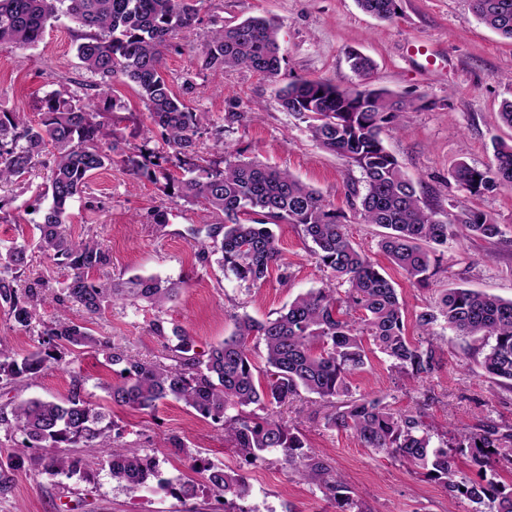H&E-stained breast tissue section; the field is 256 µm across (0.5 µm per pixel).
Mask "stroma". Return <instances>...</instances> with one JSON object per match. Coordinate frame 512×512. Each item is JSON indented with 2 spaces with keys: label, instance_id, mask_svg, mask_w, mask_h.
Here are the masks:
<instances>
[{
  "label": "stroma",
  "instance_id": "35a3bbf8",
  "mask_svg": "<svg viewBox=\"0 0 512 512\" xmlns=\"http://www.w3.org/2000/svg\"><path fill=\"white\" fill-rule=\"evenodd\" d=\"M397 5L396 17L383 22L363 12L356 0H204L196 28L177 36L166 52L164 73L176 92L184 80L194 82L190 105L206 123L222 124L230 112L249 113V120L225 127L223 143L205 138L202 156L236 152L242 159L288 171L318 190L326 203L343 213L350 241L393 282L406 318L434 304L449 288H471L510 300L512 190L473 196L458 188L450 171L461 161L478 167L490 164L492 138L512 139V128L499 118L502 101L512 98V41L479 23L470 0H397ZM253 16H271L279 23L283 60L277 78L269 80L244 68H206L200 53L205 35ZM76 44L77 27L63 16L38 44L0 51V110L23 112L35 121L42 98L60 86L84 95L96 78L81 68ZM353 52L374 63L368 85L413 105L385 128L383 139L402 171L420 183L424 200L447 213L456 206L478 209L502 229L492 242L458 230L447 245L437 247V273L424 285L389 262L378 246L381 228L360 223L349 208L347 187L360 180L359 169L320 148L278 100L281 88L300 79L343 88L358 85L349 63ZM109 95L116 113L125 118L128 147L140 148L148 160H156L157 141L139 133L149 121L137 87L117 79ZM43 174V168H36L23 184L0 189V240L31 236L51 202L44 193ZM157 208L167 211V223L153 222ZM69 213L72 235L93 236L111 252V277L157 275L182 282L178 297L161 314L118 305L93 325L98 335L145 360L162 359L166 352V337L150 326L154 317L185 327L195 338L196 352L203 353L231 334L235 316L265 320L327 278L311 252V241L298 226L284 224L277 234L290 280L282 283L273 277L260 286H247L215 258L201 254L208 227L223 224V216L205 215L201 206L167 196L162 183L131 175L118 165L93 174L85 192L71 201ZM67 275L66 268L39 251L31 252L24 277L46 283L36 307L38 319L50 321L57 312V296ZM434 346L438 365L421 376L392 368L380 352L369 353L364 368L352 378L351 397H380L394 409L423 411L424 424L437 443L485 422L511 429L512 389L497 385L481 370V339L446 328L439 330ZM70 359L85 377L90 400L107 403L101 384L117 375L104 366L103 356L77 352ZM69 387L64 367H53L0 388V412H11L29 398H64ZM324 414V406L305 392L280 410L283 419L298 424L306 445L346 482L347 512H474L468 499L450 498L434 480L413 473L386 453L363 447L353 434L327 427ZM114 418L121 429L112 441L114 448H143L164 477L198 484L196 496L179 498L154 484L133 494L104 468L85 478H51L42 472L50 449L32 448L15 456L20 435L0 432V461L12 465L11 488L0 494V512H224L223 498L201 488L202 476L193 467L197 459L243 468L251 485L246 505L253 512H336L333 501L286 468L280 454L270 452L264 463L242 465L221 433L184 404L167 401L147 413L118 408ZM171 437L180 438L190 456L167 449Z\"/></svg>",
  "mask_w": 512,
  "mask_h": 512
}]
</instances>
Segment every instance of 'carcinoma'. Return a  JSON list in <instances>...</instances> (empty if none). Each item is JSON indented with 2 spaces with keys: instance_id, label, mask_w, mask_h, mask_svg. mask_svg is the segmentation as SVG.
<instances>
[{
  "instance_id": "carcinoma-1",
  "label": "carcinoma",
  "mask_w": 512,
  "mask_h": 512,
  "mask_svg": "<svg viewBox=\"0 0 512 512\" xmlns=\"http://www.w3.org/2000/svg\"><path fill=\"white\" fill-rule=\"evenodd\" d=\"M204 0H0V49L38 43L47 26L60 16L80 29L77 57L81 67L100 78L93 93L78 98L64 88L41 101L35 123L19 112H0V188L32 172L42 155L53 164L46 186L51 205L36 224V248L49 260L71 270L58 298L62 309L37 333L35 350L18 357L0 348V386L32 379L77 348L104 352L109 365H124L119 378L104 386L112 405L155 410L176 400L209 419L248 465L277 451L293 473L320 487L340 512L349 504L340 475L313 449L306 448L297 427L277 416V410L305 391L331 408L326 424L354 433L366 448L385 452L415 472L440 483L453 498L488 503L490 512H512V484L498 480L497 465L512 464V431L480 425L436 445L421 412L394 410L381 400L362 396L336 404L350 394V378L365 365L364 341L391 360L393 366L416 376L436 365L433 345L422 347L406 335L404 304L397 290L370 258L344 232L341 214L325 203L314 188L287 171L256 161L206 159L198 144L206 128L200 113L185 96L184 83L175 94L163 72L165 51L181 33L198 21ZM367 14L390 21L396 0H357ZM478 21L512 40V0H471ZM205 66L224 71L247 68L274 79L281 68L278 24L272 18L251 17L211 32L200 47ZM123 77L138 87L152 128L160 131L159 149L172 168L152 169L140 150L118 148L120 136L108 83ZM280 105L305 124L323 149L359 168L362 187H348L347 203L365 224L385 229L379 247L391 262L418 282L432 276L437 263L431 245H445L457 228L491 241L502 236L500 225L484 212L461 207L441 215L418 193L416 184L400 169L381 137L384 127L397 122L411 104L384 89L358 84L342 88L321 80H298L280 91ZM109 140L108 150L100 142ZM493 160L484 168L457 163L451 177L471 195L512 188V139L492 142ZM120 164L127 171L157 183L164 181L170 196L201 204L210 213L224 214L222 236L202 244L204 257L248 285L265 282L272 269L288 280L278 239L271 225L296 224L313 244L319 266L329 271L321 287L298 295L287 308L262 322L249 316L236 319L223 341L196 357L195 340L185 329H172L167 354L147 361L127 353L92 333L68 314L77 306L90 317L116 303L145 304L160 309L172 301L180 283L159 276L132 275L126 279L95 280L106 273L109 250L92 238L75 240L64 233L70 201L86 187L90 176ZM30 243L12 240L0 249V303L9 306L14 322L25 329L36 320L42 281L21 285ZM347 285L336 296V285ZM463 336L493 340L480 365L492 379L512 385V300L467 288H450L438 301L415 315V329L432 336L438 323ZM263 343L264 378L248 354V341ZM71 388L63 401L29 399L11 414L0 412V430L22 435L20 452L54 448L43 472L51 477L87 474L98 457H73L63 448H99L108 456L113 479L136 492L150 481L186 498L196 486L179 487L161 478L158 464L131 445L110 448L117 424L100 404L85 394L81 371L69 370ZM467 458L482 469L478 481L458 478L459 460ZM206 483L224 496V512H252L239 505L251 494L248 477L239 469L204 464Z\"/></svg>"
}]
</instances>
